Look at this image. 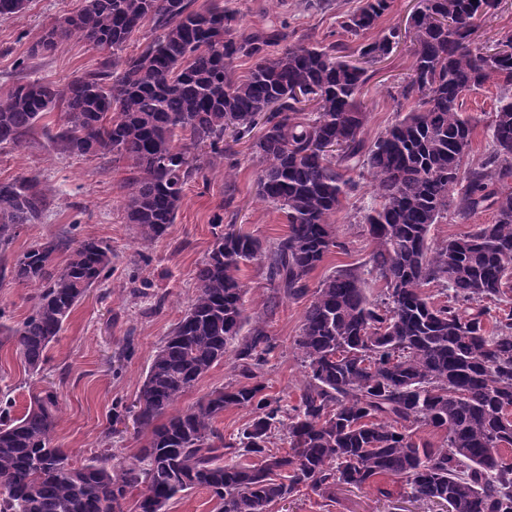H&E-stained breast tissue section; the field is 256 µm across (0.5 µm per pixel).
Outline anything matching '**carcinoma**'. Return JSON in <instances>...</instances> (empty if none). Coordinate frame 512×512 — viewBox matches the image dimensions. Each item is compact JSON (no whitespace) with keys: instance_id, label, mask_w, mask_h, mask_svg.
<instances>
[{"instance_id":"carcinoma-1","label":"carcinoma","mask_w":512,"mask_h":512,"mask_svg":"<svg viewBox=\"0 0 512 512\" xmlns=\"http://www.w3.org/2000/svg\"><path fill=\"white\" fill-rule=\"evenodd\" d=\"M82 0L31 44L28 57L73 36L109 56L61 83H18L0 93V145L20 147L45 114L63 112L62 153L130 162L124 210L142 243L168 234L185 185L224 164L226 134L251 138L261 161V200L281 211L288 233L267 245L225 225L197 267L196 292L151 357L133 405L145 436L124 458L109 448L74 466L53 445L61 402L45 388L26 412L0 400V512H166L178 494L206 488L216 512H272L309 490L403 479L412 497L447 512H512V30L482 43L478 20L499 0H420L412 16L413 61L393 86L398 115L364 136L368 66L398 42L394 27L355 50L342 41L291 40L288 27L249 33L224 0ZM390 0H362L340 28L361 38ZM151 38L123 55L145 24ZM358 56L357 61L349 57ZM255 60L235 80L229 65ZM493 83L491 150L464 166L475 122L466 95ZM260 135L252 137L254 130ZM374 182L363 217L368 261L324 276L295 340L305 370L299 401L265 393L262 368L275 345L267 320L245 307L241 266L251 263L274 294L309 290L311 274L344 249L330 218L360 181ZM36 174L0 182V252L46 197ZM461 221L491 210L494 222L432 246L448 211ZM66 254L56 263V255ZM96 238L50 237L17 254L14 281L34 290L32 312L5 339L29 371L42 369L63 323L112 268ZM382 283V295L368 283ZM233 353L237 383L191 407L171 409ZM231 407L253 418L231 439L216 421ZM442 431L440 442L413 428ZM288 451L274 452V439Z\"/></svg>"}]
</instances>
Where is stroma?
I'll list each match as a JSON object with an SVG mask.
<instances>
[{"mask_svg": "<svg viewBox=\"0 0 512 512\" xmlns=\"http://www.w3.org/2000/svg\"><path fill=\"white\" fill-rule=\"evenodd\" d=\"M238 8L243 29L265 26L270 20H285L296 35L310 34L328 42L340 37L339 21L356 0H333L331 9L307 11L303 0H224ZM419 0H390L380 20V29L397 28L398 44L368 69L363 99L370 108L364 135L375 139L395 120L397 105L389 95L408 73L412 63V16ZM81 0H28L22 13L0 19V87L7 88L31 78L61 83L74 74L95 69L102 54L80 37H72L50 55L28 59L30 45L56 19L77 10ZM28 66H21V59ZM498 90L489 84L465 98L466 111L478 121L470 161H477L490 147L488 125ZM54 111L41 122L38 132L23 146L0 148V182L23 174L39 175L47 196L48 212L43 223L24 227L10 253L0 255V318L14 325L30 313L32 289L15 283L10 274L12 257L41 240L68 231L74 238L95 237L109 242L115 257L107 279L90 290L75 308L60 335L47 351L39 374H31L10 346L0 347V392L15 401L14 415L25 412L32 391L53 388L62 404L54 437L74 465L104 448L131 457L144 443L134 423L110 435L112 406L132 404L145 378L147 367L181 318L195 293V272L215 240L213 220L225 223L262 241L274 240L288 231L285 218L257 196L256 173L260 164L251 139L233 143L238 166L233 177L210 170L187 183L184 198L169 234L149 246H141L134 225L128 224L123 208L124 184L129 175L124 161H103L61 154L54 140L60 124ZM374 199L371 181L359 187L331 218L346 247L335 250L312 275L320 280L336 267L364 262L371 250L361 232V219ZM164 297L154 307V297ZM309 298L281 299L269 320L276 344L262 369L270 395L283 403L296 404L303 380L300 356L294 341ZM133 340L131 358L118 357L126 340ZM274 512H445L443 505L415 501L407 486L384 479L380 488L341 485L333 497L303 494L278 503Z\"/></svg>", "mask_w": 512, "mask_h": 512, "instance_id": "stroma-1", "label": "stroma"}]
</instances>
